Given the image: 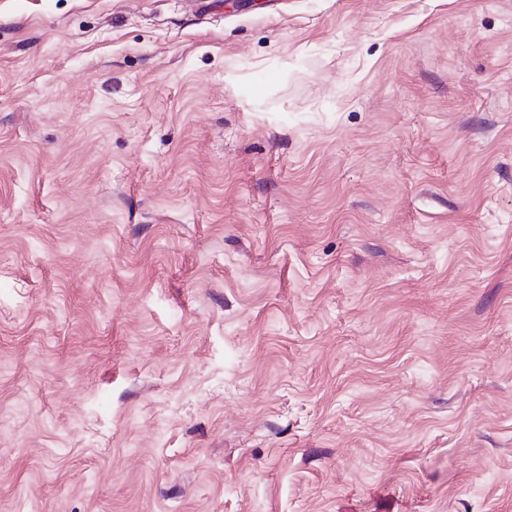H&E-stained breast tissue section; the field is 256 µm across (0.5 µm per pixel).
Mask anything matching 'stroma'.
Wrapping results in <instances>:
<instances>
[{
  "mask_svg": "<svg viewBox=\"0 0 512 512\" xmlns=\"http://www.w3.org/2000/svg\"><path fill=\"white\" fill-rule=\"evenodd\" d=\"M0 512H512V0H0Z\"/></svg>",
  "mask_w": 512,
  "mask_h": 512,
  "instance_id": "obj_1",
  "label": "stroma"
}]
</instances>
